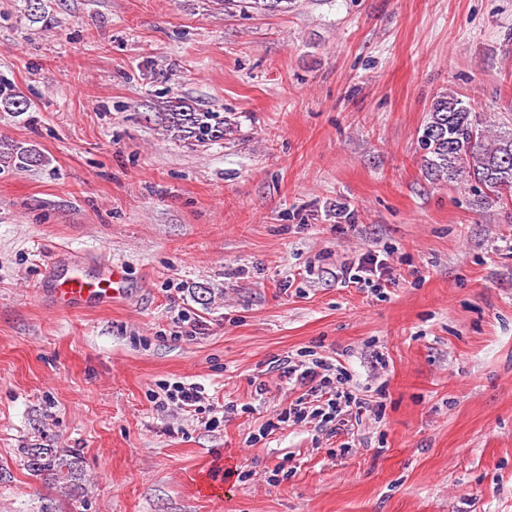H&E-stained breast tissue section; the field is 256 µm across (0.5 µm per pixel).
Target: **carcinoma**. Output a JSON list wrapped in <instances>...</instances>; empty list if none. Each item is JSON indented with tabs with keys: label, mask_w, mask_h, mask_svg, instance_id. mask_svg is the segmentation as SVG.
Segmentation results:
<instances>
[{
	"label": "carcinoma",
	"mask_w": 512,
	"mask_h": 512,
	"mask_svg": "<svg viewBox=\"0 0 512 512\" xmlns=\"http://www.w3.org/2000/svg\"><path fill=\"white\" fill-rule=\"evenodd\" d=\"M30 102L9 84L0 82V108L18 116ZM161 127L175 142L193 139L206 144L224 139L226 122L211 112H196L177 96L158 102ZM418 146L427 178L438 182L465 180L500 201L512 200V128H499L472 111L456 91L450 89L433 98L419 129ZM45 156L35 146L0 139V168L33 170L45 166ZM26 467L34 476L56 483L72 481L76 458L53 448H29Z\"/></svg>",
	"instance_id": "obj_1"
}]
</instances>
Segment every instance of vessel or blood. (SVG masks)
Listing matches in <instances>:
<instances>
[{
    "label": "vessel or blood",
    "instance_id": "b4317fda",
    "mask_svg": "<svg viewBox=\"0 0 512 512\" xmlns=\"http://www.w3.org/2000/svg\"><path fill=\"white\" fill-rule=\"evenodd\" d=\"M47 286L56 303L63 307L101 305L122 299V273L111 259H101L95 275L74 265L64 275L50 274Z\"/></svg>",
    "mask_w": 512,
    "mask_h": 512
}]
</instances>
